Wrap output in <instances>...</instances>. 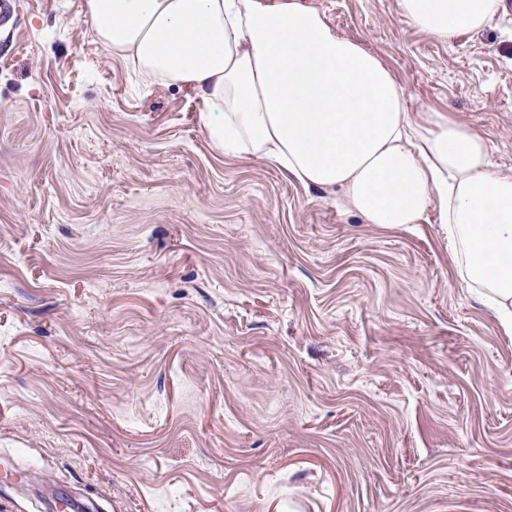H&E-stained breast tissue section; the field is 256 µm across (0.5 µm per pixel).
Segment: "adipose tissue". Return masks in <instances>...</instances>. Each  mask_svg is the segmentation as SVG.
I'll return each mask as SVG.
<instances>
[{"mask_svg": "<svg viewBox=\"0 0 512 512\" xmlns=\"http://www.w3.org/2000/svg\"><path fill=\"white\" fill-rule=\"evenodd\" d=\"M437 39L484 30L502 0H398ZM112 57L161 87L195 91L219 152L276 165L365 223L437 214L456 275L512 328V173L485 137L417 116L388 66L305 0H84Z\"/></svg>", "mask_w": 512, "mask_h": 512, "instance_id": "ef3b65f1", "label": "adipose tissue"}]
</instances>
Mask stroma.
Masks as SVG:
<instances>
[{
  "label": "stroma",
  "mask_w": 512,
  "mask_h": 512,
  "mask_svg": "<svg viewBox=\"0 0 512 512\" xmlns=\"http://www.w3.org/2000/svg\"><path fill=\"white\" fill-rule=\"evenodd\" d=\"M0 24V512H512V333L436 221L217 154L83 0ZM512 171V0L448 41L307 0Z\"/></svg>",
  "instance_id": "1"
}]
</instances>
